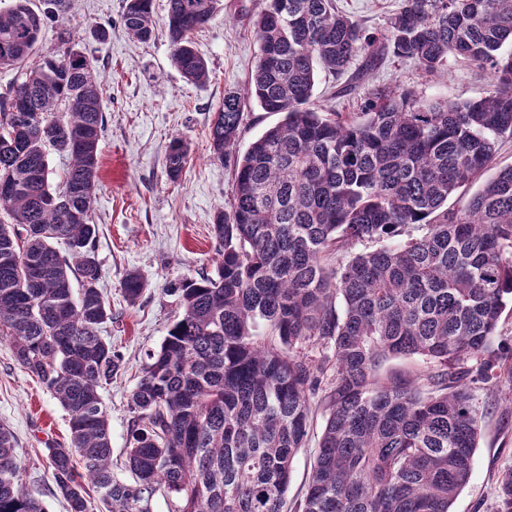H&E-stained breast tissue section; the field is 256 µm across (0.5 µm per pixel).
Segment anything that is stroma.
I'll list each match as a JSON object with an SVG mask.
<instances>
[{
	"label": "stroma",
	"instance_id": "1",
	"mask_svg": "<svg viewBox=\"0 0 512 512\" xmlns=\"http://www.w3.org/2000/svg\"><path fill=\"white\" fill-rule=\"evenodd\" d=\"M399 0H336L344 15L367 33L379 35ZM264 0H220L213 18L194 34L195 48L206 60L210 79L196 85L174 67L165 34L147 43L131 39L121 16L125 0H71L65 17L46 21L41 53L60 49L62 29L73 32L78 50L89 57L104 88L105 128L99 147L98 186L92 221L99 282L112 307L103 333L122 355L125 368L103 392L112 436V470L129 479L126 429L129 395L147 353L156 350L179 317L171 284L213 272L218 243L212 224L227 208L233 189L231 166L214 159L209 128L228 89L245 90L259 54L249 19ZM110 34L99 38V27ZM352 64L341 75L320 73L317 104L337 112L360 111L374 86L415 90L451 101L476 99L491 82L488 71L452 57L445 72L422 74L414 61L384 57L357 88L349 83L359 71ZM189 146V160L178 180L167 175L166 154L174 138ZM141 274L143 295L128 303L122 285L128 273ZM512 378L478 384L484 410L482 436L471 478L455 500L453 512H497L500 474L512 468ZM0 424L10 428L29 488L52 485L46 463L50 445H68V415L36 379L16 364L12 346L0 339ZM48 512H65L61 500L47 495Z\"/></svg>",
	"mask_w": 512,
	"mask_h": 512
}]
</instances>
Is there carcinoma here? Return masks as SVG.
<instances>
[{
    "label": "carcinoma",
    "instance_id": "cac0c4a2",
    "mask_svg": "<svg viewBox=\"0 0 512 512\" xmlns=\"http://www.w3.org/2000/svg\"><path fill=\"white\" fill-rule=\"evenodd\" d=\"M30 2L0 13V69L26 65L45 19L68 12V0H44L43 12ZM218 2L167 0L172 62L194 84L209 68L191 35ZM123 25L151 40L152 0H126ZM252 28L250 97L284 119L241 153L245 97L224 92L210 128L214 157L234 171L213 224L219 259L171 288L183 315L130 394V482L112 473L101 395L124 368L102 335L112 309L91 223L103 85L64 29V48L0 100V210L12 219L0 222V339L68 413L70 445L47 448L55 496L66 512H152L158 493L171 512H288L323 388L326 423L295 512H452L481 435L475 384L512 377V347L492 344L512 317V166L448 207L512 137V49L502 53L512 0H401L378 37L335 0H265ZM389 53L430 75L461 57L493 79L457 103L395 86L369 90L360 112L316 106L320 72L341 74L359 56L370 70ZM49 148L70 158L56 188ZM188 157L173 139L171 180ZM357 244L376 248L350 254ZM144 290L138 273L123 282L131 305ZM398 357L426 370L381 378ZM0 512H47L4 426ZM498 512H512L511 469Z\"/></svg>",
    "mask_w": 512,
    "mask_h": 512
}]
</instances>
